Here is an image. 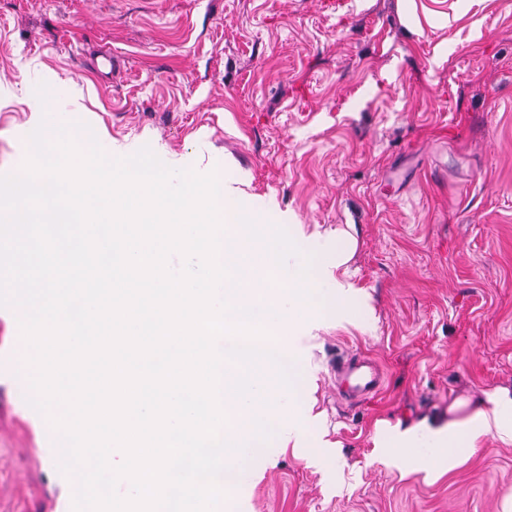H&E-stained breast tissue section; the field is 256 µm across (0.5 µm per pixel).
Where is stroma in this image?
Instances as JSON below:
<instances>
[{
    "instance_id": "35a3bbf8",
    "label": "stroma",
    "mask_w": 512,
    "mask_h": 512,
    "mask_svg": "<svg viewBox=\"0 0 512 512\" xmlns=\"http://www.w3.org/2000/svg\"><path fill=\"white\" fill-rule=\"evenodd\" d=\"M0 0V174L50 108L118 157L224 173L291 236L351 234L369 312H310L303 447L268 444L224 512H512V443L452 463L395 458L512 396V0ZM112 53V73L93 62ZM18 314L0 307V512H72L27 401ZM385 382L341 400L334 362ZM324 451L323 460L309 455Z\"/></svg>"
}]
</instances>
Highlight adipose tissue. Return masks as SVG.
Returning a JSON list of instances; mask_svg holds the SVG:
<instances>
[{
	"label": "adipose tissue",
	"mask_w": 512,
	"mask_h": 512,
	"mask_svg": "<svg viewBox=\"0 0 512 512\" xmlns=\"http://www.w3.org/2000/svg\"><path fill=\"white\" fill-rule=\"evenodd\" d=\"M512 441V397H489L487 404L477 405L462 422L450 424L445 438L435 445L436 459H454L462 450L474 448L477 441L488 433Z\"/></svg>",
	"instance_id": "obj_1"
}]
</instances>
